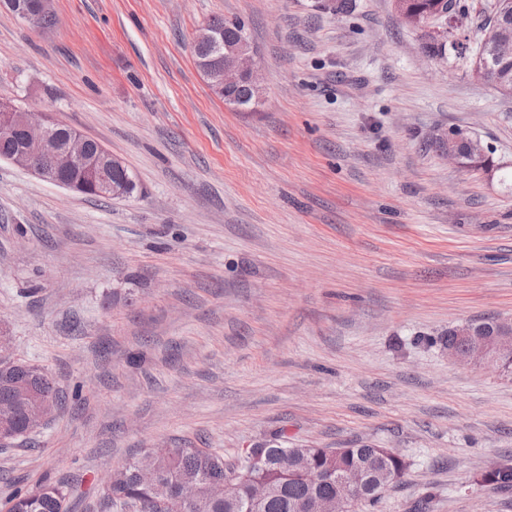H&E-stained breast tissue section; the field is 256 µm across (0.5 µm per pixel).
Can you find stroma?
Returning <instances> with one entry per match:
<instances>
[{
    "instance_id": "1",
    "label": "stroma",
    "mask_w": 512,
    "mask_h": 512,
    "mask_svg": "<svg viewBox=\"0 0 512 512\" xmlns=\"http://www.w3.org/2000/svg\"><path fill=\"white\" fill-rule=\"evenodd\" d=\"M0 10V97L47 110L135 174L94 198L0 160V329L73 402L0 448V497L46 478L108 512L148 448L226 463L288 447L390 448L369 512H512V376L449 360L451 326L512 322V193L435 145L512 161V95L423 53L392 0H54ZM244 22L263 87L226 108L191 44ZM0 8L11 11L15 16L25 23L36 27L38 18L42 13L53 11L52 0H38L37 7L34 9L32 5L20 6L15 0H1ZM461 143L467 145L471 155H482L485 152V146L483 142L474 136L467 135V131L460 129L455 133L448 130V138H446V156L448 159L459 166V149Z\"/></svg>"
}]
</instances>
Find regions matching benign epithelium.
Here are the masks:
<instances>
[{
  "instance_id": "1",
  "label": "benign epithelium",
  "mask_w": 512,
  "mask_h": 512,
  "mask_svg": "<svg viewBox=\"0 0 512 512\" xmlns=\"http://www.w3.org/2000/svg\"><path fill=\"white\" fill-rule=\"evenodd\" d=\"M496 10L504 23L493 25L484 30L483 42L494 47L497 57L505 60L512 56V45L507 42L509 24L506 20L512 18V0H495ZM397 13L405 24L413 29L424 32L429 39L444 40L448 37V28H433L430 17L426 14L410 11L403 0H394ZM0 8L11 11L25 23L36 26L41 14L53 11V0H38L37 6H22L15 0H0ZM209 47L210 52L204 59L200 74L218 91H224V103L237 110L248 109V104L260 99V83L255 52L245 33L231 43L224 37L203 27L193 38V47ZM471 75L478 81L494 87L506 95H512V82L499 69L487 65L477 59L471 66ZM245 88L248 96L241 99L227 96V93ZM0 133L11 134L15 131L22 133L21 143L17 150L5 157V160L18 164L37 175L41 180L69 188L62 179L63 173L73 164L80 163L95 172V189L101 194L112 198H125L132 193V184L112 180V169L124 166V162L112 155V152L100 148L92 150L93 139L81 133H72L65 143L56 138L57 121L47 112L32 113L21 109L11 102H0ZM466 144L473 155L485 152L483 142L467 131L460 129L448 133L446 138V156L454 163H459V149ZM452 335L463 342V350L452 348L448 350V358L460 363L495 366L493 357L497 353H507L512 350V324L500 322L494 337L487 340L478 337L476 324L466 321L451 330ZM13 400L16 405L26 407L32 401L42 403L40 411L33 416L26 431L31 432L40 427L57 408L45 401L37 390L27 381L15 378L10 382ZM20 434L13 418L6 416L0 419V445L16 438ZM336 482V496L332 499H310L305 505V512H350L353 505L363 498V491L369 483V472L364 470L359 475L336 473L332 471H317L313 479L321 482L327 478Z\"/></svg>"
}]
</instances>
